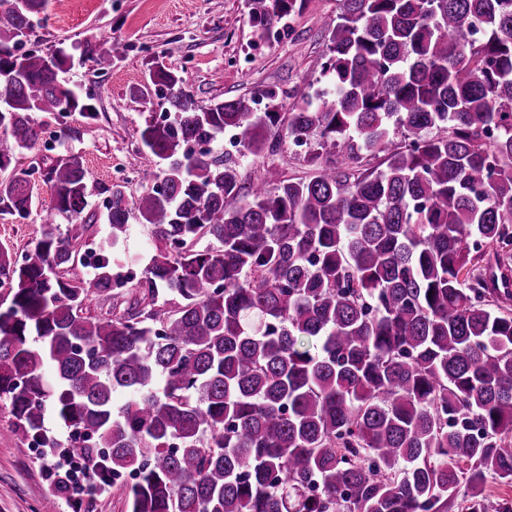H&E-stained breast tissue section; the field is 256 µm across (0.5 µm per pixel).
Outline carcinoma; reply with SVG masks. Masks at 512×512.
Here are the masks:
<instances>
[{
	"label": "carcinoma",
	"mask_w": 512,
	"mask_h": 512,
	"mask_svg": "<svg viewBox=\"0 0 512 512\" xmlns=\"http://www.w3.org/2000/svg\"><path fill=\"white\" fill-rule=\"evenodd\" d=\"M339 2L329 86L286 115L203 108L154 66L169 117L139 138L162 167L137 197L107 189L91 280L71 277L81 156L51 165L48 204L34 172L0 180L1 215L49 225L0 252V400L35 444L57 447L51 411L97 474H131L127 512H447L460 492L487 512L488 477L512 484V0ZM45 3L0 0V166L39 141L34 113L98 116L61 80L67 55L9 46ZM249 5L266 30L297 0ZM226 129L236 156L214 150ZM283 129L313 176L245 184L240 158ZM136 215L156 241L138 279L117 252ZM120 288L130 311L87 312Z\"/></svg>",
	"instance_id": "obj_1"
}]
</instances>
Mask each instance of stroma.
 <instances>
[{
  "label": "stroma",
  "instance_id": "obj_1",
  "mask_svg": "<svg viewBox=\"0 0 512 512\" xmlns=\"http://www.w3.org/2000/svg\"><path fill=\"white\" fill-rule=\"evenodd\" d=\"M338 11V0H303L277 25L271 42L251 23L248 0H47L17 51L70 56L73 65L63 79L96 107L98 117L37 113L44 135L22 161L48 165L80 155L97 187L82 213L90 225L86 240L109 245L112 230L101 206L105 189L119 180L134 195L145 188L139 132L162 112L146 89L153 64L181 75L199 106L262 89L275 92L280 111L288 113L324 82L329 42L322 21ZM103 48L112 55L105 73L90 59ZM305 156V149L286 140L276 152L245 157L241 176L272 187L307 178L314 168ZM43 230L41 210L23 219L0 215V247L21 255ZM13 422L8 403L0 401V512H42L54 492L48 459L15 432Z\"/></svg>",
  "mask_w": 512,
  "mask_h": 512
}]
</instances>
